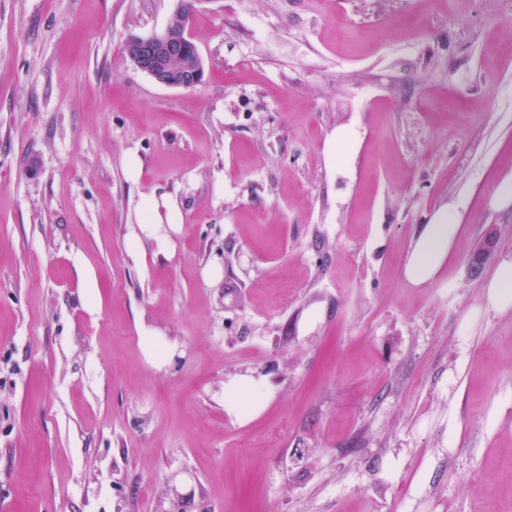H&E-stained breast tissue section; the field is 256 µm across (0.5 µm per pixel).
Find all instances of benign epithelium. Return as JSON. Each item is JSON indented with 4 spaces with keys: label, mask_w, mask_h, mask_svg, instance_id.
<instances>
[{
    "label": "benign epithelium",
    "mask_w": 512,
    "mask_h": 512,
    "mask_svg": "<svg viewBox=\"0 0 512 512\" xmlns=\"http://www.w3.org/2000/svg\"><path fill=\"white\" fill-rule=\"evenodd\" d=\"M183 14L184 10L178 9L160 34L128 38L125 52L135 68L156 83L190 89L202 82L204 68L199 56L188 54L185 42L190 36L186 23L179 20ZM496 243L497 232L488 230L469 257L468 266L472 275L477 276L482 272L483 260L494 251Z\"/></svg>",
    "instance_id": "benign-epithelium-1"
}]
</instances>
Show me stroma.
I'll use <instances>...</instances> for the list:
<instances>
[{"label": "stroma", "instance_id": "stroma-1", "mask_svg": "<svg viewBox=\"0 0 512 512\" xmlns=\"http://www.w3.org/2000/svg\"><path fill=\"white\" fill-rule=\"evenodd\" d=\"M193 3L0 0V512H512V0ZM183 14L182 4L162 33L128 38L125 52L135 68L156 83L190 89L202 82L204 68L197 52L188 54L185 42L191 38L186 23L178 20ZM460 225L447 214L434 224H427L417 240L406 266V275L414 283L430 280L451 255ZM496 243L497 232L494 229H489L469 257L468 266L472 275L477 276L482 272L483 260L487 254L494 251ZM488 288L492 292L512 299V262L500 264Z\"/></svg>", "mask_w": 512, "mask_h": 512}]
</instances>
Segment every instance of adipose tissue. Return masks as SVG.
<instances>
[{"label":"adipose tissue","mask_w":512,"mask_h":512,"mask_svg":"<svg viewBox=\"0 0 512 512\" xmlns=\"http://www.w3.org/2000/svg\"><path fill=\"white\" fill-rule=\"evenodd\" d=\"M459 226L453 215L425 225L406 266V275L414 283L430 280L452 253Z\"/></svg>","instance_id":"1"}]
</instances>
